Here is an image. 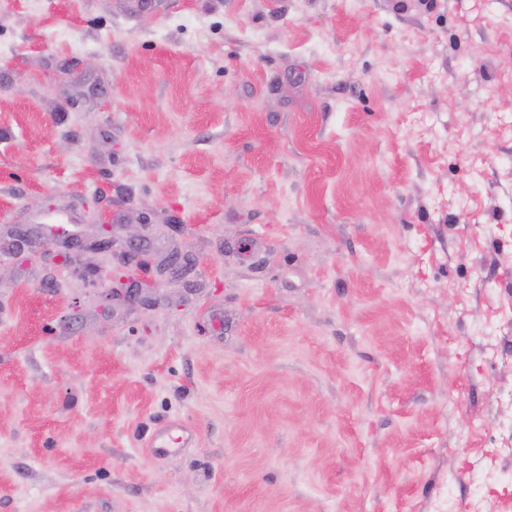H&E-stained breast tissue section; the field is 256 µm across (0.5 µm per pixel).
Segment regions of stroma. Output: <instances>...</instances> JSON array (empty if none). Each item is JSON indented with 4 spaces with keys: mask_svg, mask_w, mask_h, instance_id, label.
Here are the masks:
<instances>
[{
    "mask_svg": "<svg viewBox=\"0 0 512 512\" xmlns=\"http://www.w3.org/2000/svg\"><path fill=\"white\" fill-rule=\"evenodd\" d=\"M0 512H512V0H0ZM184 443L183 435H180L178 426L167 427L153 438L151 448H156L155 450L159 454H166L171 451V448L183 447Z\"/></svg>",
    "mask_w": 512,
    "mask_h": 512,
    "instance_id": "stroma-1",
    "label": "stroma"
}]
</instances>
